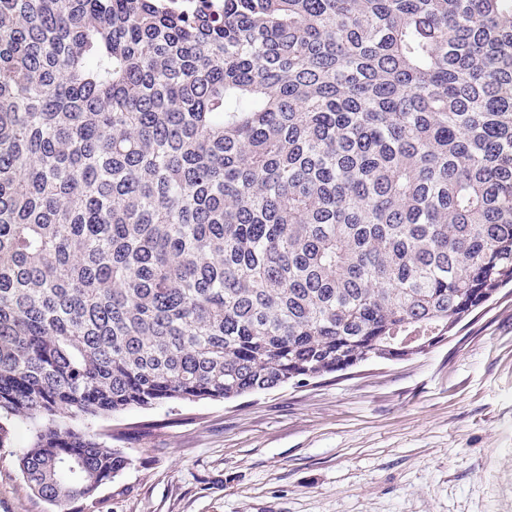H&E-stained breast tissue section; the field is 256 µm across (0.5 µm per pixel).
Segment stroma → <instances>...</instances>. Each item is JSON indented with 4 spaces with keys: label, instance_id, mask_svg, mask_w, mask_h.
<instances>
[{
    "label": "stroma",
    "instance_id": "stroma-1",
    "mask_svg": "<svg viewBox=\"0 0 512 512\" xmlns=\"http://www.w3.org/2000/svg\"><path fill=\"white\" fill-rule=\"evenodd\" d=\"M98 512H512V290L427 355L233 401L133 408ZM0 448V512H57Z\"/></svg>",
    "mask_w": 512,
    "mask_h": 512
}]
</instances>
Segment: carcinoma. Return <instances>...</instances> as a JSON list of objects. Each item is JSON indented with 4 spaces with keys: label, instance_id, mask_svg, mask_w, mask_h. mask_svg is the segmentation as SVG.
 <instances>
[{
    "label": "carcinoma",
    "instance_id": "1",
    "mask_svg": "<svg viewBox=\"0 0 512 512\" xmlns=\"http://www.w3.org/2000/svg\"><path fill=\"white\" fill-rule=\"evenodd\" d=\"M0 0V447L429 353L512 284V0Z\"/></svg>",
    "mask_w": 512,
    "mask_h": 512
}]
</instances>
